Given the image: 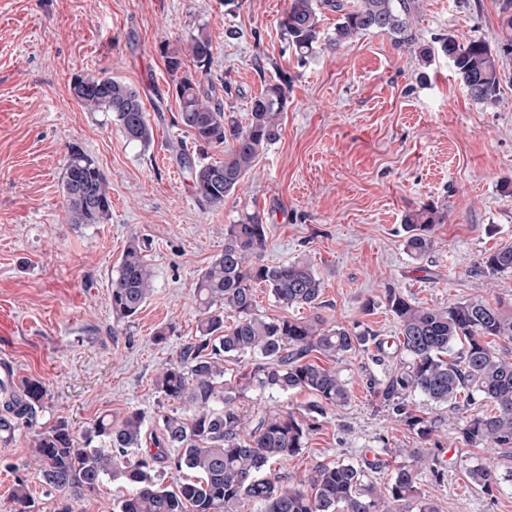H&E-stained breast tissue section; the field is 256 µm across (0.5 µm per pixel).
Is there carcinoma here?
<instances>
[{"instance_id":"1","label":"carcinoma","mask_w":512,"mask_h":512,"mask_svg":"<svg viewBox=\"0 0 512 512\" xmlns=\"http://www.w3.org/2000/svg\"><path fill=\"white\" fill-rule=\"evenodd\" d=\"M339 13L333 35L325 41L337 49L368 31L395 37L399 45L415 38L408 17L409 0H288L280 28L298 63L307 64L321 49L322 9ZM179 100V122L192 132L198 153L227 146L224 160L191 161L181 149L177 161L188 172L198 202L224 205L237 192L260 152L276 143L282 132L287 104L288 76L282 74L251 98L246 124L239 123L224 104L213 101L204 81L209 78L212 40L206 27L190 36L188 51L201 75L182 71V49L159 46ZM453 63L471 97L494 103L500 92L499 58L512 56V37L498 51L482 38L466 44L444 35L434 49L421 45L415 53L428 64L434 52ZM74 99L90 112L113 116L124 137L146 146L151 140L148 115L139 92L129 84L100 74L75 77ZM68 223L105 224L112 215L106 177L80 146H70L62 180ZM444 221L438 210L423 206L403 219L404 249L418 259L434 247L433 230ZM269 227L253 212L224 232V250L199 273L193 296L199 310L198 336L185 344L177 360L156 377L158 393L176 407L161 415L151 447L142 448L145 414L127 410L118 422L106 415L95 419L81 436L59 420L35 435L32 458L43 482L63 495L54 512H71L68 501L95 492L107 477L120 481L118 512H244L248 504L261 512H403L417 497V478L429 470L436 477V459L426 448L409 452V464L396 468L380 490L366 478V469L353 464L320 465L281 485L261 471L269 463L296 455L306 447L315 423L296 412L252 417L241 413L224 383L226 358L251 354L255 370L244 385L287 393L311 392L324 406L347 403L349 390L336 369L310 360L311 353L341 358L365 345L368 329L328 326L319 315L270 320L257 313L255 288L263 287L285 308L323 306V284L308 259L267 263L263 259ZM148 239L130 238L118 272L111 282L112 312L119 320L138 314L154 288V270L147 252ZM479 271L486 277L512 272V246L483 254ZM398 328L397 349L408 361L389 376L382 396L393 405L399 420L422 440L435 421L407 411L404 400L415 393L434 403L465 396L484 403V410L464 420L459 438L491 451L512 450V356L494 346L497 339L512 341V312L477 297L448 307L419 306L394 291L386 298ZM234 322L224 325V314ZM48 389L38 379H25L18 389L0 385V428L16 430L43 409ZM186 473L183 482L164 485L168 473ZM471 482L489 492L498 484L493 465L469 471ZM15 512H38L24 483L13 490Z\"/></svg>"}]
</instances>
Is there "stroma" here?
<instances>
[{
  "instance_id": "stroma-1",
  "label": "stroma",
  "mask_w": 512,
  "mask_h": 512,
  "mask_svg": "<svg viewBox=\"0 0 512 512\" xmlns=\"http://www.w3.org/2000/svg\"><path fill=\"white\" fill-rule=\"evenodd\" d=\"M286 0H0V359L17 379L45 382L49 398L30 426L0 443V512L25 482L41 512L61 495L30 465L35 433L57 421L82 431L103 414L129 408L158 429L169 405L156 375L197 334L191 292L197 275L224 248V230L245 214L270 227L265 259H310L323 283L327 324L369 328L374 342L333 361L349 389L327 408L306 448L267 469L288 484L319 465H369L376 485L390 482L411 449L428 445L444 475L422 473L421 494L438 512H512V455L457 437L476 405L406 402L435 420L428 439L396 418L380 391L401 358L380 359L377 340L397 334L388 291L417 305L446 307L482 296L512 311V273L477 274L482 255L512 245V59L501 60L496 103L475 101L442 54L419 65L413 49L368 32L320 50L298 65L279 27ZM506 0H415L419 40L452 35L465 43L503 41ZM213 41L214 96L246 121L249 103L280 73L288 75L281 138L258 157L241 189L222 206L196 199L176 155L193 137L178 123L179 103L159 51L187 46L198 25ZM238 38H228V30ZM93 71L136 88L152 141H127L109 114L72 96L74 77ZM103 171L112 198L108 223L75 227L63 208L70 145ZM428 205L445 216L435 247L413 259L403 249L406 212ZM149 238L154 291L131 322L112 314L110 283L128 240ZM170 328L166 343L153 336ZM311 393L250 387L241 413L305 410ZM493 464L492 492L469 470Z\"/></svg>"
}]
</instances>
